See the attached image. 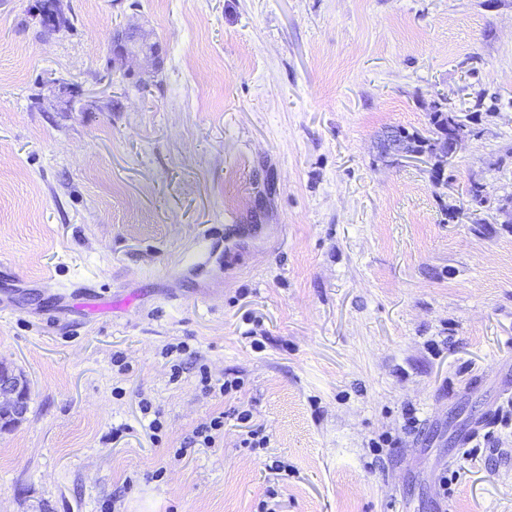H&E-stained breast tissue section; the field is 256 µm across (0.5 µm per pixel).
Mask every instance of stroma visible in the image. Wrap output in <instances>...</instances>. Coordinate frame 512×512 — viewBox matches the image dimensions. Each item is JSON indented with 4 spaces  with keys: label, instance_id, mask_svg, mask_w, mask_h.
<instances>
[{
    "label": "stroma",
    "instance_id": "35a3bbf8",
    "mask_svg": "<svg viewBox=\"0 0 512 512\" xmlns=\"http://www.w3.org/2000/svg\"><path fill=\"white\" fill-rule=\"evenodd\" d=\"M36 4L0 0V364L29 387L0 512H512V224L466 213L470 181L512 196V0H56L49 35ZM438 103L473 131L441 177L381 157ZM231 218L223 275L179 277ZM81 275L136 306L54 300ZM221 433L224 434V417L219 414L211 418L209 423L199 427L188 444L201 446L198 448H213Z\"/></svg>",
    "mask_w": 512,
    "mask_h": 512
}]
</instances>
